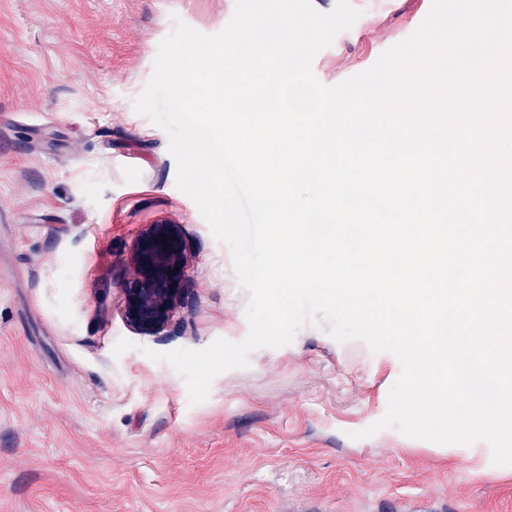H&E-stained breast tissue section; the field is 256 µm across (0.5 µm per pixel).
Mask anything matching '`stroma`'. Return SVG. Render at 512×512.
<instances>
[{
    "label": "stroma",
    "instance_id": "35a3bbf8",
    "mask_svg": "<svg viewBox=\"0 0 512 512\" xmlns=\"http://www.w3.org/2000/svg\"><path fill=\"white\" fill-rule=\"evenodd\" d=\"M361 16L311 71L334 86L416 29L428 0ZM235 0H0V512H512L480 474L384 417L391 352L305 325L191 403L148 350L244 340L229 246L177 185L167 133L134 109L175 19L206 34ZM185 225L189 289L158 336L129 329L121 280L141 225ZM132 350L114 356L120 339Z\"/></svg>",
    "mask_w": 512,
    "mask_h": 512
}]
</instances>
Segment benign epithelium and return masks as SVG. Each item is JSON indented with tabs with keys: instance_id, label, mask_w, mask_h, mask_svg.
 I'll list each match as a JSON object with an SVG mask.
<instances>
[{
	"instance_id": "1",
	"label": "benign epithelium",
	"mask_w": 512,
	"mask_h": 512,
	"mask_svg": "<svg viewBox=\"0 0 512 512\" xmlns=\"http://www.w3.org/2000/svg\"><path fill=\"white\" fill-rule=\"evenodd\" d=\"M193 248L182 224L142 225L130 249L121 288L122 313L134 331L158 336L169 326L188 289Z\"/></svg>"
}]
</instances>
